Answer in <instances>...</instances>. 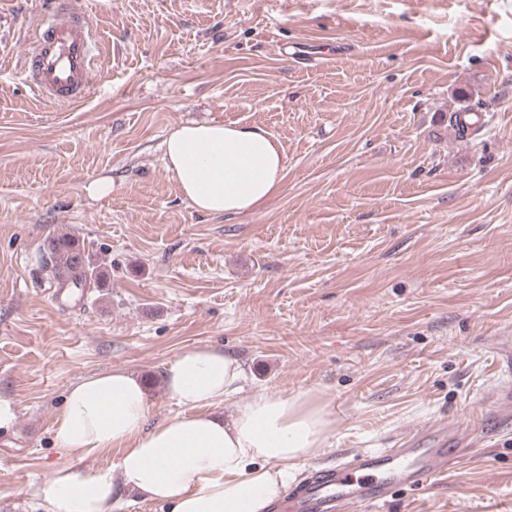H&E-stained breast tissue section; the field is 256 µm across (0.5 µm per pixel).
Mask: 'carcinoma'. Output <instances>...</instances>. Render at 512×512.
Listing matches in <instances>:
<instances>
[{"instance_id": "carcinoma-1", "label": "carcinoma", "mask_w": 512, "mask_h": 512, "mask_svg": "<svg viewBox=\"0 0 512 512\" xmlns=\"http://www.w3.org/2000/svg\"><path fill=\"white\" fill-rule=\"evenodd\" d=\"M446 120L458 139H468L479 133V129L465 123L456 110L449 112ZM43 251L50 261L54 279L62 285L83 290L103 283L104 273L75 236L69 233L54 235L45 241Z\"/></svg>"}]
</instances>
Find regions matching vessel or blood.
I'll return each instance as SVG.
<instances>
[{
  "mask_svg": "<svg viewBox=\"0 0 512 512\" xmlns=\"http://www.w3.org/2000/svg\"><path fill=\"white\" fill-rule=\"evenodd\" d=\"M97 40L88 16L72 0H54L20 60L32 94L56 106L85 102L98 65ZM463 428L437 419L409 432L395 444L356 450L335 464L310 469L289 512H378L397 486L421 487L459 455Z\"/></svg>",
  "mask_w": 512,
  "mask_h": 512,
  "instance_id": "obj_1",
  "label": "vessel or blood"
}]
</instances>
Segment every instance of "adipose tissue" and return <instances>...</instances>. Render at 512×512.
<instances>
[{"instance_id":"1","label":"adipose tissue","mask_w":512,"mask_h":512,"mask_svg":"<svg viewBox=\"0 0 512 512\" xmlns=\"http://www.w3.org/2000/svg\"><path fill=\"white\" fill-rule=\"evenodd\" d=\"M164 160L179 193L199 212L243 215L266 203L284 179L282 150L265 129L235 124L176 127ZM242 362L197 346L164 373L179 414L153 421L144 382L116 369L71 386L54 421L64 450L119 449L93 473L53 468L33 492L44 512H113L119 489L166 504L169 512H269L288 471L325 444L332 422L314 395L241 396ZM233 400L225 417L213 413Z\"/></svg>"}]
</instances>
